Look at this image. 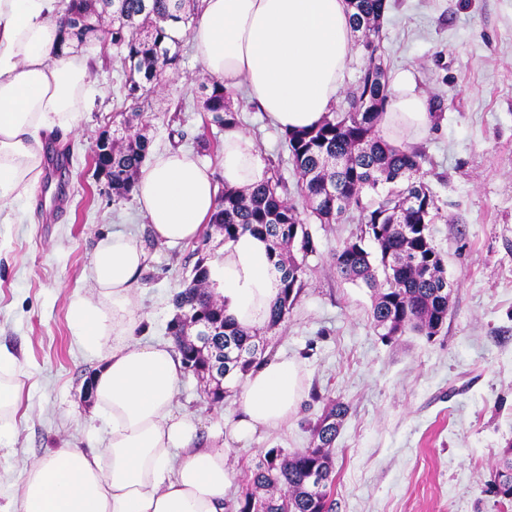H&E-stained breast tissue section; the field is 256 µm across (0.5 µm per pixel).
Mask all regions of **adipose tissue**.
Segmentation results:
<instances>
[{"label":"adipose tissue","mask_w":512,"mask_h":512,"mask_svg":"<svg viewBox=\"0 0 512 512\" xmlns=\"http://www.w3.org/2000/svg\"><path fill=\"white\" fill-rule=\"evenodd\" d=\"M58 0H0V213L40 173L41 133L70 125L90 86L78 52L57 57ZM349 0H202L193 41L202 67L226 89H243L281 130L305 128L331 112L358 46ZM433 116L424 97L397 78L377 125L388 143L411 144ZM269 172L253 137L227 128L219 172L193 155L152 154L135 198L155 238L169 247L197 239L216 206L217 187L264 182ZM146 256L117 232L101 239L88 278L95 299L74 297L75 344L97 352L95 408L108 438L89 450L58 448L30 465L10 512H226V450L199 445L194 414L173 402L184 365L163 342L144 344L136 288ZM209 279L228 316L263 326L278 293L267 242L245 233L224 246ZM24 370L0 350V447L7 446ZM302 396L301 370L281 355L245 376L233 412L237 437L287 424Z\"/></svg>","instance_id":"ef3b65f1"}]
</instances>
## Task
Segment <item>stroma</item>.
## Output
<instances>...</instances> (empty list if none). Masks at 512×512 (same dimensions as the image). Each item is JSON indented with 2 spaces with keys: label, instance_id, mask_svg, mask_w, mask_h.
I'll list each match as a JSON object with an SVG mask.
<instances>
[{
  "label": "stroma",
  "instance_id": "stroma-1",
  "mask_svg": "<svg viewBox=\"0 0 512 512\" xmlns=\"http://www.w3.org/2000/svg\"><path fill=\"white\" fill-rule=\"evenodd\" d=\"M83 52L92 61L90 101L74 127H57L43 143L67 150L63 172L41 171L0 223V347L31 377L9 447L0 450V505L22 491L29 465L57 448L102 447L91 377L98 364L72 343L68 305L94 298L87 278L92 250L108 234H129L146 253L137 300L140 341L167 340L174 294L191 277L193 245L157 242L136 199L116 201L93 167V148L130 111L125 67L111 44ZM175 74L152 90L133 132L152 152L178 148L216 165L200 136L222 139L200 109L211 77L182 37ZM379 55L389 78L404 75L434 114L422 140L425 180L440 213L430 227L445 261L450 310L433 337L412 332L385 339L371 323V293L344 279L332 255L361 232L357 212L339 224L310 222L315 253L287 322L267 336V357L285 353L302 369L304 394L286 425L246 440L232 437L241 383L225 382L223 403H210L184 373L176 407L193 413L199 438L227 444L237 503L256 464L273 448L306 447L310 422L327 400L349 407L336 439V512H512L488 493L493 471L512 443V0H395L382 22ZM231 108L302 199L280 129L235 93ZM61 190L63 208L42 196Z\"/></svg>",
  "mask_w": 512,
  "mask_h": 512
}]
</instances>
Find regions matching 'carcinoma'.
<instances>
[{
  "mask_svg": "<svg viewBox=\"0 0 512 512\" xmlns=\"http://www.w3.org/2000/svg\"><path fill=\"white\" fill-rule=\"evenodd\" d=\"M199 0H65L61 24L65 36L58 55L73 46L112 42L130 62L126 98H145L161 73L176 71L179 39L174 26L197 16ZM354 31L359 33L367 61L349 94V107L329 112L310 129L283 133L298 177L304 209L320 224H338L356 210L362 234L376 245L369 252L363 238L345 242L334 255L344 278L363 283L372 292L371 322L391 339L406 332L436 335L448 318L451 291L441 254L431 241L430 224L439 207L424 181L426 160L418 147L396 148L377 135V119L390 95L387 70L377 56L381 23L388 0H350ZM112 10V28H101L99 17ZM202 109L220 128L238 124L229 107L232 93L213 79L204 87ZM149 141L126 134L112 139V154L103 157L112 183V199L129 198ZM386 193H378L381 186ZM208 228H217L224 242L250 232L269 242L279 294L261 328L237 324L216 303L209 282L207 257L201 256L189 284L174 298L179 310L167 326L185 368L197 376L216 371L224 378L244 377L263 361L266 333L281 326L305 286V259L314 241L297 207L288 200L281 175L270 169L262 184L223 187ZM203 320L214 329L205 350L185 340L186 327ZM348 414V406L328 401L309 429L305 448L290 453L271 449L249 477L238 512H334L335 472L332 448ZM494 481L500 501L512 504V446L504 451Z\"/></svg>",
  "mask_w": 512,
  "mask_h": 512,
  "instance_id": "obj_1",
  "label": "carcinoma"
}]
</instances>
